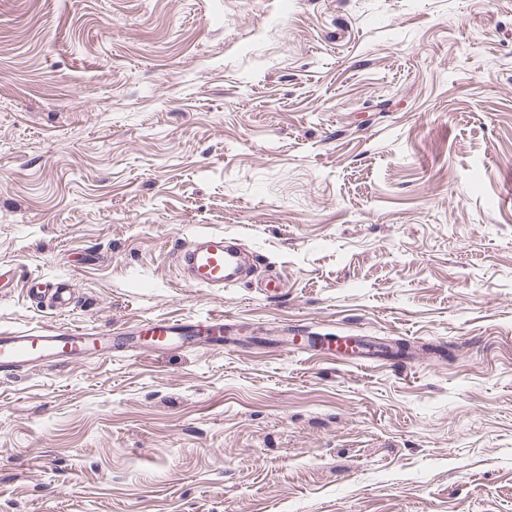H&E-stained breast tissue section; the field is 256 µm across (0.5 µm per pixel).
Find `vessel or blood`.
Masks as SVG:
<instances>
[{
    "label": "vessel or blood",
    "instance_id": "vessel-or-blood-1",
    "mask_svg": "<svg viewBox=\"0 0 512 512\" xmlns=\"http://www.w3.org/2000/svg\"><path fill=\"white\" fill-rule=\"evenodd\" d=\"M245 246L228 242L220 233H201L185 242L176 252L175 262L186 275L188 284L198 288H224L239 281ZM27 292L50 299L55 306H69L68 284L36 276L27 281ZM147 331L155 347L184 348L205 343L221 346L224 337L233 335V322L224 315L180 320L150 319ZM126 329L112 334L65 328H22L0 334V373L14 374L36 367L53 366L91 352L109 354L125 347ZM327 350L339 361L367 366L382 358L384 351L376 339L366 336H306L295 333L290 350L304 353Z\"/></svg>",
    "mask_w": 512,
    "mask_h": 512
}]
</instances>
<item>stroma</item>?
<instances>
[{"mask_svg":"<svg viewBox=\"0 0 512 512\" xmlns=\"http://www.w3.org/2000/svg\"><path fill=\"white\" fill-rule=\"evenodd\" d=\"M0 265V332L240 335L0 376V512H512V0H0ZM224 233H200L176 252L175 262L186 281L198 288H223L239 282L245 245ZM26 284L30 296H35L40 300L48 297L59 308H65L70 304L71 291L66 283L32 276L26 281ZM146 332L157 348H184L192 344L205 343L219 348L224 334H234V323L224 315L206 318H188L180 320L149 319L145 322ZM295 332L288 341L281 342L283 346H290L291 353H305L308 350L321 351L325 349L336 354L337 360L355 366L366 367L377 359L385 358L384 351L375 338L367 336H304L302 332L287 328V332ZM297 332V333H296Z\"/></svg>","mask_w":512,"mask_h":512,"instance_id":"1","label":"stroma"}]
</instances>
